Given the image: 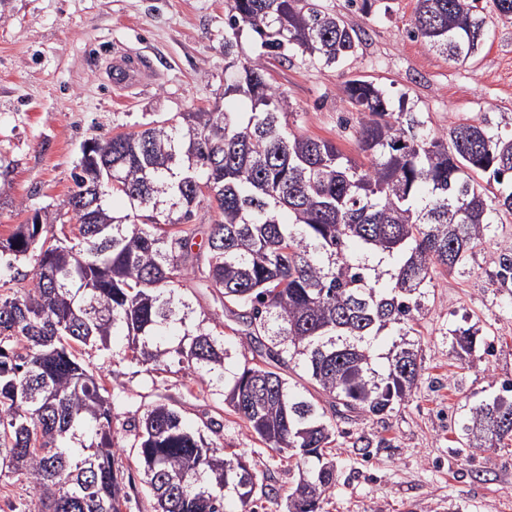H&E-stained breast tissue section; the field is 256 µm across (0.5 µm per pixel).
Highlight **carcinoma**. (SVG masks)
I'll return each instance as SVG.
<instances>
[{"instance_id":"carcinoma-1","label":"carcinoma","mask_w":512,"mask_h":512,"mask_svg":"<svg viewBox=\"0 0 512 512\" xmlns=\"http://www.w3.org/2000/svg\"><path fill=\"white\" fill-rule=\"evenodd\" d=\"M476 2L417 0L409 35L451 62L467 59L486 29ZM245 29L259 40L253 57L239 52ZM359 40V26L317 0H229L224 98L245 99L250 111L197 110L90 139L74 188L0 245L9 273L0 294V480L25 479L28 512H122L129 501L132 476L114 463L120 392L82 361L89 346L110 350L114 336L125 337L132 361L159 369L175 356L185 374L224 384V405L251 435L296 460L285 512H321L335 489L338 406L381 417L411 397L420 363L409 336L434 273H466L499 210L512 212V118L436 132L353 77L343 90L367 113L357 139L366 162L291 130L288 98L268 81L265 58L295 48L343 66ZM480 174L499 193L489 195ZM204 204L216 218L206 250L195 252L191 220ZM67 222L70 238L52 234ZM21 259L31 273L12 272ZM492 264V284L512 288V240ZM193 277L243 338L233 370L224 331L193 316L184 295ZM383 336L393 340L379 353ZM450 336L458 355L475 350L473 328ZM291 365L323 399L291 386ZM129 428L155 512H232V502L257 512L258 500L278 497L269 472L187 428L170 404L146 408ZM464 432L469 448L512 441L511 380L472 408Z\"/></svg>"}]
</instances>
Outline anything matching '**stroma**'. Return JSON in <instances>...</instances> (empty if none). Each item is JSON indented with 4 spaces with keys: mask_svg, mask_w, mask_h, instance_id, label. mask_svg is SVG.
Segmentation results:
<instances>
[{
    "mask_svg": "<svg viewBox=\"0 0 512 512\" xmlns=\"http://www.w3.org/2000/svg\"><path fill=\"white\" fill-rule=\"evenodd\" d=\"M323 11L361 24L364 35L347 65L310 63L300 52L268 60L271 82L290 102L289 124L299 133L332 140L358 157L365 116L351 105L343 83L372 80L424 114L432 129L472 120L512 118V18L493 0H477L487 21L479 51L453 65L409 37L416 0H375L369 15L350 0H318ZM228 0H0V161L10 175L0 187V239L25 221L26 207L58 204L73 186L82 143L137 129L199 108L247 111L224 98V18ZM144 64L150 83L116 89L115 61ZM512 238V216L485 240L465 275L438 272L428 309L416 321L421 370L405 404L383 418L357 413L337 419L339 473L322 512H512V450L460 449L470 409L512 380V293L489 280L499 241ZM479 327L495 351L452 353L449 331L461 321ZM125 340L111 349H86L84 360L106 381L123 385L112 426L120 466L133 465L127 422L136 409L162 400L194 429L221 423L217 443L242 454L250 467L269 470L280 493L298 473L273 459L244 423L225 410L211 387L184 378L177 363L147 370L125 359ZM384 439L362 456L359 435Z\"/></svg>",
    "mask_w": 512,
    "mask_h": 512,
    "instance_id": "35a3bbf8",
    "label": "stroma"
}]
</instances>
